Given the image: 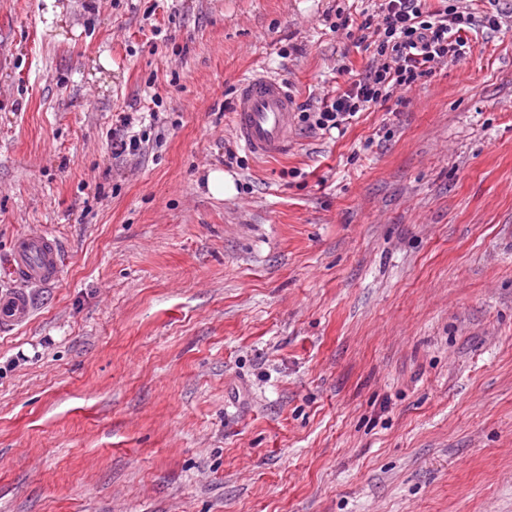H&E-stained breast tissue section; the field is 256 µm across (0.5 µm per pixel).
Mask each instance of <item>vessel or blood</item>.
<instances>
[{
  "mask_svg": "<svg viewBox=\"0 0 512 512\" xmlns=\"http://www.w3.org/2000/svg\"><path fill=\"white\" fill-rule=\"evenodd\" d=\"M295 122L294 98L277 78L256 74L236 92L232 130L254 156L271 158L288 145ZM10 270L18 288L0 292V330L28 322L33 314L29 288L52 285L59 277L61 256L54 238L27 233L13 243Z\"/></svg>",
  "mask_w": 512,
  "mask_h": 512,
  "instance_id": "obj_1",
  "label": "vessel or blood"
}]
</instances>
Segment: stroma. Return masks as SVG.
<instances>
[{
	"mask_svg": "<svg viewBox=\"0 0 512 512\" xmlns=\"http://www.w3.org/2000/svg\"><path fill=\"white\" fill-rule=\"evenodd\" d=\"M148 5L0 0V290L63 253L0 330V512H512V28L258 159L240 80L317 103L372 0ZM120 122L122 129H115L111 135L112 153L117 156L137 151L143 141H146V131L141 135H128V127L131 124V117L129 115L123 116ZM121 131L122 133H120ZM61 265L57 241L45 233H27L13 243L10 270L27 287L52 285L59 277Z\"/></svg>",
	"mask_w": 512,
	"mask_h": 512,
	"instance_id": "stroma-1",
	"label": "stroma"
}]
</instances>
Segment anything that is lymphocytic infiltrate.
I'll return each instance as SVG.
<instances>
[{
	"label": "lymphocytic infiltrate",
	"mask_w": 512,
	"mask_h": 512,
	"mask_svg": "<svg viewBox=\"0 0 512 512\" xmlns=\"http://www.w3.org/2000/svg\"><path fill=\"white\" fill-rule=\"evenodd\" d=\"M506 24L503 13L479 16L464 0H441L436 7L429 0H376L361 24L373 49L365 70L317 105L303 106L299 120L312 132L345 134L358 114L402 97L440 66L464 58L471 50L468 32H499Z\"/></svg>",
	"instance_id": "obj_1"
}]
</instances>
